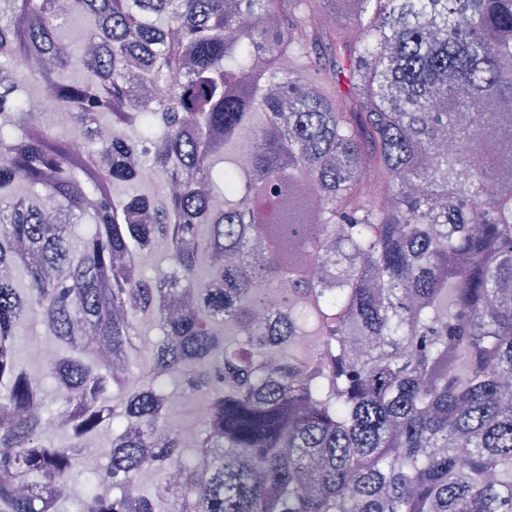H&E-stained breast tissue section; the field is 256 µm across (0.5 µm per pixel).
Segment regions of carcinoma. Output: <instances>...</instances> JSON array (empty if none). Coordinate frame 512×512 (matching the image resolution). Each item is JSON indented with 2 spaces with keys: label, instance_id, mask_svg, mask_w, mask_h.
Segmentation results:
<instances>
[{
  "label": "carcinoma",
  "instance_id": "obj_1",
  "mask_svg": "<svg viewBox=\"0 0 512 512\" xmlns=\"http://www.w3.org/2000/svg\"><path fill=\"white\" fill-rule=\"evenodd\" d=\"M511 141L512 0H0V512H44L47 473L61 512L107 425L76 512H512ZM144 315L162 341L108 406ZM25 318L60 346L64 448ZM175 377L210 403L189 462ZM138 260L150 276H155L160 271H166L170 264L167 247L162 243L156 246L153 252L140 255ZM32 341L48 342H33L30 345L33 355L47 363H52L56 358L57 342L46 335L44 326L34 318L23 322L18 329V354L22 366L38 378H43L48 373V366L30 354L28 344ZM49 343H52L55 348Z\"/></svg>",
  "mask_w": 512,
  "mask_h": 512
}]
</instances>
